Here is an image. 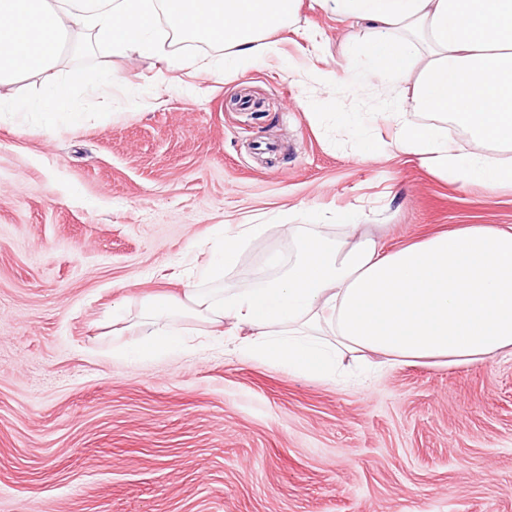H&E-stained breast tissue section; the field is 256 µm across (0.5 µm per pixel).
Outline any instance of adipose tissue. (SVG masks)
Returning a JSON list of instances; mask_svg holds the SVG:
<instances>
[{
    "instance_id": "obj_1",
    "label": "adipose tissue",
    "mask_w": 512,
    "mask_h": 512,
    "mask_svg": "<svg viewBox=\"0 0 512 512\" xmlns=\"http://www.w3.org/2000/svg\"><path fill=\"white\" fill-rule=\"evenodd\" d=\"M343 22L364 25L340 69L312 68L300 81L344 83L354 94L378 85L396 145L431 170L463 185L512 188V0H319ZM296 0H0V86L37 82L42 95L19 102L42 127L82 119L75 86L93 96L113 77L84 79L62 71L68 35L90 47L158 55L170 69L166 38L223 47L224 65L275 58L271 35L296 21ZM418 120H409V113ZM472 143L461 152L447 124ZM338 228L308 224L295 234V259L276 275L216 292L204 283L236 266L258 224L224 231L183 300L164 293L140 302L150 332L135 358L179 347L184 315L240 335V354L325 380L340 352L375 354L393 364L459 366L512 353V225L460 224L389 250L361 234L360 214L337 213Z\"/></svg>"
}]
</instances>
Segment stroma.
I'll list each match as a JSON object with an SVG mask.
<instances>
[{
	"instance_id": "stroma-1",
	"label": "stroma",
	"mask_w": 512,
	"mask_h": 512,
	"mask_svg": "<svg viewBox=\"0 0 512 512\" xmlns=\"http://www.w3.org/2000/svg\"><path fill=\"white\" fill-rule=\"evenodd\" d=\"M278 58L225 70L188 40V68L107 49L67 64L112 92L82 123L0 116V512H512V355L461 366L343 354L325 381L246 359L187 321L184 349L113 355L110 310L182 298L219 225L260 224L219 288L272 276L287 227L349 208L396 247L455 224H512V190L430 172L396 150L376 90L291 77L337 68L362 39L300 0ZM345 112L375 114L369 138Z\"/></svg>"
}]
</instances>
